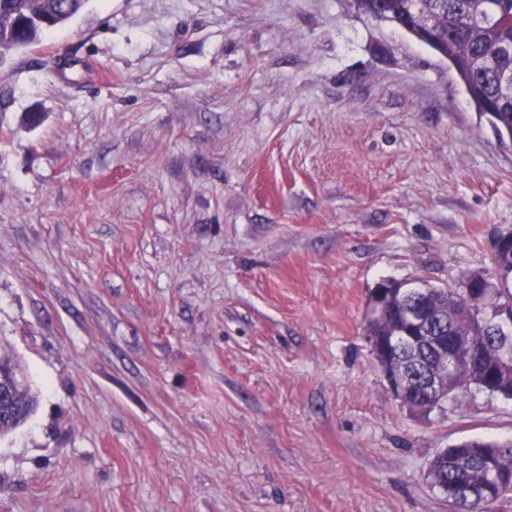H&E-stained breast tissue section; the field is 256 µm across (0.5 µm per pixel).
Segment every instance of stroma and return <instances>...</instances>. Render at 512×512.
<instances>
[{"mask_svg":"<svg viewBox=\"0 0 512 512\" xmlns=\"http://www.w3.org/2000/svg\"><path fill=\"white\" fill-rule=\"evenodd\" d=\"M508 229L512 144L354 0H88L0 65V512H449L430 461L512 400L415 415L367 299Z\"/></svg>","mask_w":512,"mask_h":512,"instance_id":"obj_1","label":"stroma"}]
</instances>
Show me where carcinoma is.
<instances>
[{"label":"carcinoma","instance_id":"cac0c4a2","mask_svg":"<svg viewBox=\"0 0 512 512\" xmlns=\"http://www.w3.org/2000/svg\"><path fill=\"white\" fill-rule=\"evenodd\" d=\"M88 0H0V64L12 53L31 47L41 35L74 17ZM363 13L389 21L419 37L448 64L465 85L480 115L496 133L512 139V0H359ZM492 251L493 274L482 277L486 293L458 312L455 299H465L466 277L455 286L411 287L387 281L384 313L366 317L367 333L401 335L405 330L403 303L421 298L434 308L448 307L437 320L440 334L462 331L477 337L483 355L462 367L454 393L474 383H495L496 359L491 313L504 308L512 314V231L499 234ZM431 486L449 489L459 512H493V505L512 494V440H469L442 449L430 462Z\"/></svg>","mask_w":512,"mask_h":512}]
</instances>
